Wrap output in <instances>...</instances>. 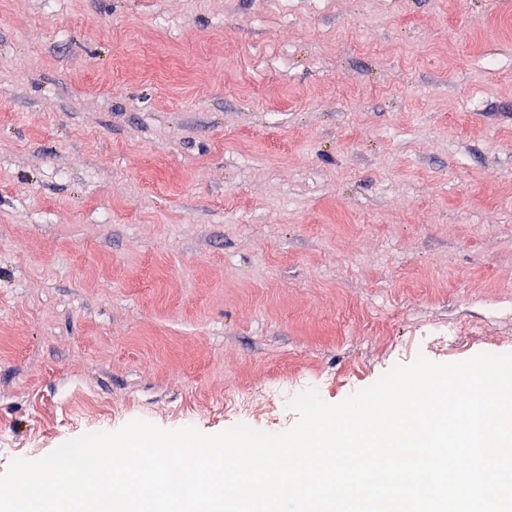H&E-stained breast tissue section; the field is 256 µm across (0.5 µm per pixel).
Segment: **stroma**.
Instances as JSON below:
<instances>
[{
  "label": "stroma",
  "mask_w": 512,
  "mask_h": 512,
  "mask_svg": "<svg viewBox=\"0 0 512 512\" xmlns=\"http://www.w3.org/2000/svg\"><path fill=\"white\" fill-rule=\"evenodd\" d=\"M507 296L512 0H0V473L512 353ZM259 403L267 404L269 411H274L273 404L262 388L256 387L248 391L238 392L228 390L224 394V409L226 411H238Z\"/></svg>",
  "instance_id": "stroma-1"
}]
</instances>
